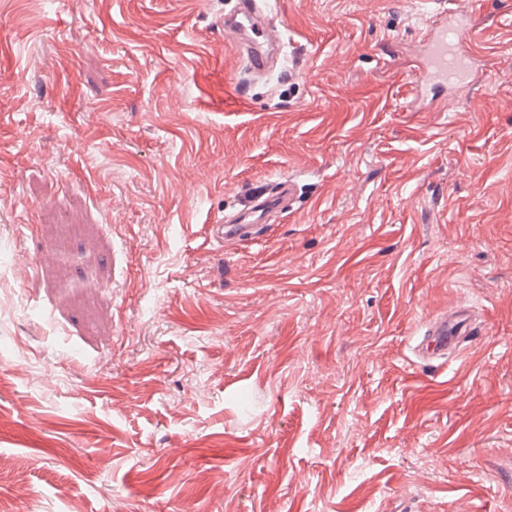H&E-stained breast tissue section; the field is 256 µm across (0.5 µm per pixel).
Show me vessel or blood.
<instances>
[{
  "instance_id": "vessel-or-blood-1",
  "label": "vessel or blood",
  "mask_w": 512,
  "mask_h": 512,
  "mask_svg": "<svg viewBox=\"0 0 512 512\" xmlns=\"http://www.w3.org/2000/svg\"><path fill=\"white\" fill-rule=\"evenodd\" d=\"M234 61L254 77L273 70L279 59L282 33L270 16L266 0H235L219 21ZM477 30L472 15L454 10L436 12L419 39L409 83L410 105L424 111L446 103L448 94L463 96L484 72L477 65ZM296 188L285 179L273 187L245 190L241 203L211 228L213 238L228 248L261 238L273 219L291 209ZM478 326L468 306L459 304L430 320L416 346L418 357L440 361L462 356Z\"/></svg>"
}]
</instances>
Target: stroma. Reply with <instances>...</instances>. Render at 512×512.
Segmentation results:
<instances>
[{
  "label": "stroma",
  "mask_w": 512,
  "mask_h": 512,
  "mask_svg": "<svg viewBox=\"0 0 512 512\" xmlns=\"http://www.w3.org/2000/svg\"><path fill=\"white\" fill-rule=\"evenodd\" d=\"M226 2L0 0V512H512V0H447L489 64L433 112L425 0H272L251 84ZM295 192V184L290 179L280 180L271 188L246 189L239 207L225 214L221 224L212 225L213 238L224 243L225 250L261 238L274 218L291 209ZM477 330L467 305L452 306L428 322L416 346V355L431 362L446 360L449 354L458 358L464 354L465 343Z\"/></svg>",
  "instance_id": "1"
}]
</instances>
